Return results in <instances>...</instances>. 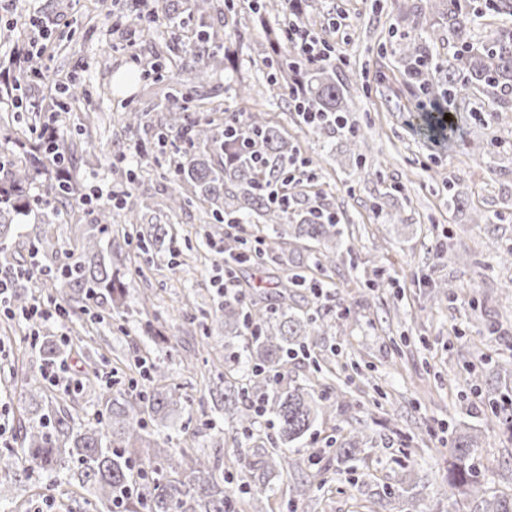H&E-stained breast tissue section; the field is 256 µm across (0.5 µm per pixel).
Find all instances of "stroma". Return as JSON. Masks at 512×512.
<instances>
[{
    "mask_svg": "<svg viewBox=\"0 0 512 512\" xmlns=\"http://www.w3.org/2000/svg\"><path fill=\"white\" fill-rule=\"evenodd\" d=\"M40 12L54 24L42 57L43 82L27 86L29 99L55 97L53 112L30 110L27 125L52 122L64 143H81L78 132L87 110L99 120L91 129L95 149L79 157V186L99 185L115 194L131 191L145 224L175 228L180 255L176 264L157 257L158 271L141 277L126 267L118 273L132 308L152 294L160 311L164 340L143 344L125 335L117 322L88 321V341L71 342L65 351L68 379L81 378L89 360L106 356L112 367L103 387L127 385L129 361L167 362L173 380L191 399L192 427L209 425L224 433V455L237 447V435L223 415L201 401L199 386L182 371V359L224 366V327L214 316L222 303L211 284L223 238H248L247 224H222L216 234L199 220L196 207L170 212L164 202L175 187L165 155L147 152L150 128L163 120L170 82L144 72L147 61L168 63L169 29L144 36L135 0H13L0 13V54L9 53L31 34L30 17ZM310 29L342 53L338 71L353 99L347 126L320 139L300 123L293 105L272 84L262 62L264 35L242 28L243 47L233 71L214 66L205 87H188L228 112H263L282 128L303 156L320 163V176L293 183V202L323 194L344 230L341 258L328 272L313 269L309 279L321 292L300 289L302 309H331L336 326L311 344L307 355L290 364V377L306 383L311 359L323 372L327 392L347 389L349 405L320 419L304 440L299 466L277 477L280 492L267 512H474L473 499L456 494L448 483L446 460L456 431L482 430L478 450L480 479L487 495H512V430L486 429L485 418L503 396L512 397V378L497 377V364L512 359V263L499 255L512 247V151L484 154L488 143L512 140V114L502 122L484 121L467 109L457 112L455 131L429 136L426 115L431 99L418 94L405 75L393 31V0H315ZM255 87L240 101L233 76ZM75 79L83 96L72 101L57 93L55 82ZM147 113L150 125L127 130L129 111ZM366 148L345 149L351 135ZM483 162H476V153ZM456 176L474 207L496 216L477 226L466 211L448 207L449 176ZM455 247L471 256L468 265H448L440 252ZM286 271L271 265L237 268L236 293L253 284L270 307L278 301L273 281ZM461 284L455 297L437 293L438 279ZM37 343L28 328L0 315V441L20 446L19 422L25 397L22 373L41 374ZM359 448L357 461L337 456L341 447ZM326 481L316 499L293 497L292 489L313 475ZM0 502L11 512H84L66 486L25 493L13 476L0 475Z\"/></svg>",
    "mask_w": 512,
    "mask_h": 512,
    "instance_id": "1",
    "label": "stroma"
}]
</instances>
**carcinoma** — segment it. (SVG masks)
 Returning <instances> with one entry per match:
<instances>
[{"instance_id": "carcinoma-1", "label": "carcinoma", "mask_w": 512, "mask_h": 512, "mask_svg": "<svg viewBox=\"0 0 512 512\" xmlns=\"http://www.w3.org/2000/svg\"><path fill=\"white\" fill-rule=\"evenodd\" d=\"M474 0H437L429 11L418 9L403 17L404 31L398 43L408 65V75L420 93L443 103L430 116L428 130L443 133L454 130L450 115L457 103L471 92L485 98L477 111L490 112L496 119L512 112V0H489L485 9L500 18L487 37L473 35L481 12ZM252 19L262 22L269 13H301V4L292 0H262L249 3ZM210 0H195V38L180 39L185 21L166 16L175 31L173 49L181 62L170 92L166 122L154 133L155 145L169 151L177 186L169 195V209L200 206L204 224H240L257 220L268 234L258 238L261 248L244 255L238 239L224 243V255L235 262L262 263L268 257L290 266L291 275L277 283L280 304L272 310L246 304L234 296L224 302V335L244 336L254 331L243 346L246 357L224 345V371L203 376L204 387L215 410L231 413L236 434L247 447L232 457L210 456L188 444L168 447L162 431L182 418L188 398L172 382L168 367L155 362L145 368L135 364L130 370L131 392H108L100 399V409L92 421L76 422L71 411L56 407L48 399L45 386L34 375H24L25 416L22 426V454L7 449L0 452V472L13 473L15 480L33 475L63 478L70 486L87 493L86 512H263V500L277 495L279 487L271 478L297 466L288 455L320 418L336 412V401L320 394L317 380L296 385L289 380L290 360L297 350L307 347L336 326L329 311L305 315L292 309L288 300L295 288H318L305 270H321L336 265L342 230L325 203L308 201L288 212V205L270 201L267 184L281 180L288 159L298 156L296 148L281 129L262 112H249L236 123L238 143L224 139V125L190 121L189 106L180 96V87L202 84L209 77L203 58L231 62L240 48L241 18H224V38L210 31L207 17ZM270 52L263 65L274 70L277 82L289 99L298 91L304 111L328 112L346 119L351 99L334 65H301L281 30L265 31ZM452 49L443 56L441 49ZM5 130H11L5 126ZM13 131V130H11ZM19 144L18 159L0 178V267L15 274L10 307L21 313L27 309V283L39 269L40 281L66 299L74 315L94 312V318L127 319L129 313L124 283L115 265L122 247L112 237V202L96 205L94 224L78 227L75 250L60 252L44 227L51 221L70 217L80 209L82 195L74 190L76 174L68 166L67 150L59 143H47L13 131ZM53 173L45 195L31 194V185L43 174ZM130 193L119 198L123 210L122 238L137 242L139 256L147 264L168 247L170 264L175 266L174 236L168 224H142ZM38 229L29 241L27 255L14 250V238L21 221ZM291 245L288 250L285 245ZM62 351L57 342L44 337L41 359L53 363ZM273 419L274 433L260 424L257 410ZM480 437L460 433L448 457V483L466 496L479 499L482 512H512V498L480 495L477 466ZM258 473L261 487L248 500L240 501L235 490L224 487L226 472L238 471L242 464Z\"/></svg>"}]
</instances>
